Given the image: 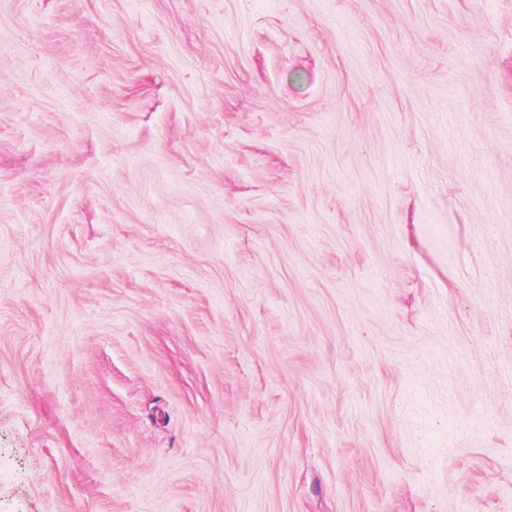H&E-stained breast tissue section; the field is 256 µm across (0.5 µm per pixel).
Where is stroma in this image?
Here are the masks:
<instances>
[{
    "label": "stroma",
    "instance_id": "stroma-1",
    "mask_svg": "<svg viewBox=\"0 0 512 512\" xmlns=\"http://www.w3.org/2000/svg\"><path fill=\"white\" fill-rule=\"evenodd\" d=\"M0 512H512V0H0Z\"/></svg>",
    "mask_w": 512,
    "mask_h": 512
}]
</instances>
